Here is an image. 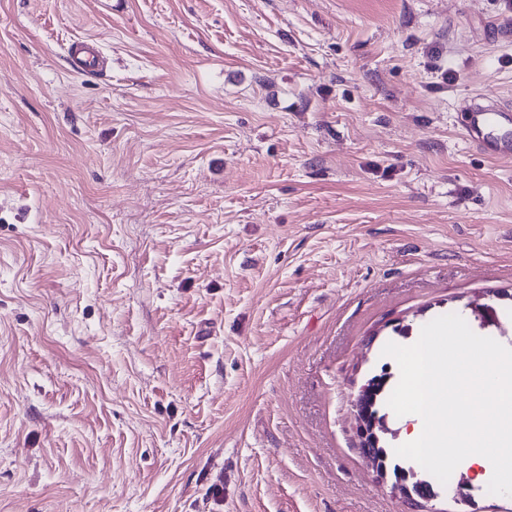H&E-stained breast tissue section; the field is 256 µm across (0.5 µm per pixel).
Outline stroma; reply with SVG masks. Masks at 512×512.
<instances>
[{
	"label": "stroma",
	"mask_w": 512,
	"mask_h": 512,
	"mask_svg": "<svg viewBox=\"0 0 512 512\" xmlns=\"http://www.w3.org/2000/svg\"><path fill=\"white\" fill-rule=\"evenodd\" d=\"M479 94L512 0H0V512H413L351 400L443 315L512 348Z\"/></svg>",
	"instance_id": "obj_1"
}]
</instances>
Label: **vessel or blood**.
Wrapping results in <instances>:
<instances>
[{
  "label": "vessel or blood",
  "instance_id": "b4317fda",
  "mask_svg": "<svg viewBox=\"0 0 512 512\" xmlns=\"http://www.w3.org/2000/svg\"><path fill=\"white\" fill-rule=\"evenodd\" d=\"M460 132L493 157H512V104L478 98L464 107Z\"/></svg>",
  "mask_w": 512,
  "mask_h": 512
}]
</instances>
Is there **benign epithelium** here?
<instances>
[{
	"label": "benign epithelium",
	"instance_id": "1",
	"mask_svg": "<svg viewBox=\"0 0 512 512\" xmlns=\"http://www.w3.org/2000/svg\"><path fill=\"white\" fill-rule=\"evenodd\" d=\"M385 385V380L370 375L364 379L352 399L359 448L375 469L377 476L390 483L392 493L401 495L415 505L417 512H437L433 505V501L438 498L437 491L428 488L417 478L413 470L401 476H393L381 465L380 459L376 456L375 448L380 446L384 436L393 433L388 426L387 416L373 411L376 398Z\"/></svg>",
	"mask_w": 512,
	"mask_h": 512
}]
</instances>
